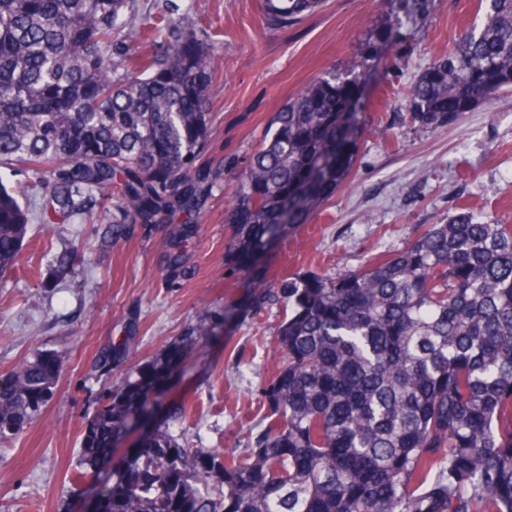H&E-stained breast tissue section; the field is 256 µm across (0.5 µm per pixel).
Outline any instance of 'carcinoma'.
Segmentation results:
<instances>
[{
	"label": "carcinoma",
	"instance_id": "carcinoma-1",
	"mask_svg": "<svg viewBox=\"0 0 512 512\" xmlns=\"http://www.w3.org/2000/svg\"><path fill=\"white\" fill-rule=\"evenodd\" d=\"M481 24L421 75L412 123L512 88V0H485ZM320 0H265L286 26ZM139 0H0V163L33 175L47 224L76 216L114 240L132 224L192 215L212 186L198 165L216 55L185 12L140 37ZM376 65L311 82L272 116L232 191L236 257L252 260L304 224L349 178L359 113L343 100ZM27 216L0 185V271L17 264ZM270 297L288 317L287 363L263 389L248 453L191 448L159 427L112 471L103 512H512V224L460 212L426 224L401 252L339 276L297 275ZM204 322L131 372L88 421L92 475L159 398ZM61 374L39 352L0 377V439L37 418Z\"/></svg>",
	"mask_w": 512,
	"mask_h": 512
}]
</instances>
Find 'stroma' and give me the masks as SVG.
<instances>
[{
    "instance_id": "obj_1",
    "label": "stroma",
    "mask_w": 512,
    "mask_h": 512,
    "mask_svg": "<svg viewBox=\"0 0 512 512\" xmlns=\"http://www.w3.org/2000/svg\"><path fill=\"white\" fill-rule=\"evenodd\" d=\"M137 26L191 11L219 59L209 100L204 162L215 184L187 241L168 224H135L118 242L77 218L31 217L17 264L0 274V375L40 351L62 373L41 415L0 447V512H94L102 479L84 477L83 435L101 395L135 367L163 357L203 321L211 334L187 349L153 426L191 447L246 453L262 420L261 393L285 365L275 331L287 314L266 294L295 274L336 277L406 248L420 225L469 211L512 224V91L448 124L410 125L420 74L479 24L480 0H322L285 27L268 25L263 0H141ZM378 66L365 97L350 178L312 219L248 264L233 261L227 188L290 97L316 77ZM84 255L60 271L55 254ZM128 347L118 365L98 358Z\"/></svg>"
}]
</instances>
